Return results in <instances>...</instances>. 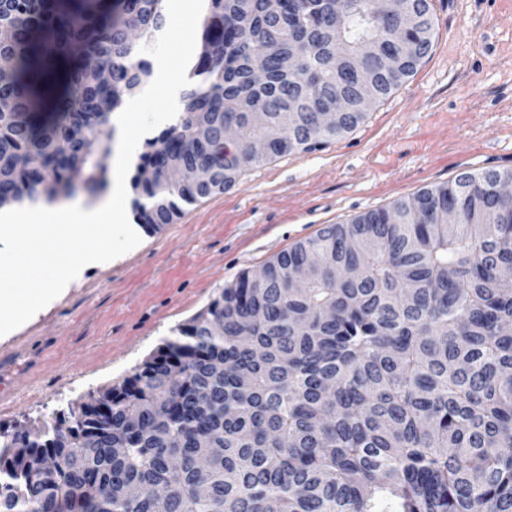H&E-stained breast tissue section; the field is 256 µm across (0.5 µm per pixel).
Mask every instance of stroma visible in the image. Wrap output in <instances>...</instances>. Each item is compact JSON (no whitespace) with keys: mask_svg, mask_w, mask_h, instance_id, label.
Returning a JSON list of instances; mask_svg holds the SVG:
<instances>
[{"mask_svg":"<svg viewBox=\"0 0 512 512\" xmlns=\"http://www.w3.org/2000/svg\"><path fill=\"white\" fill-rule=\"evenodd\" d=\"M431 14L430 54L353 131L245 167L230 190L182 205L160 230L135 227V245L106 244L61 294L44 287L73 264L76 241L34 242L27 261L0 267V289L30 310L0 334V426L51 419L121 382L225 284L326 225L464 172L512 170V0H431ZM198 34L170 25L139 39L149 61L175 58L178 82L132 95L133 128L185 88Z\"/></svg>","mask_w":512,"mask_h":512,"instance_id":"35a3bbf8","label":"stroma"}]
</instances>
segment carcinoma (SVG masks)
Returning <instances> with one entry per match:
<instances>
[{"label": "carcinoma", "mask_w": 512, "mask_h": 512, "mask_svg": "<svg viewBox=\"0 0 512 512\" xmlns=\"http://www.w3.org/2000/svg\"><path fill=\"white\" fill-rule=\"evenodd\" d=\"M163 3L0 0V210L105 184L108 116L152 74L130 31H161ZM207 3L184 111L131 181L144 228L352 130L364 112L324 129L312 102L380 100L432 49L429 0L403 48L373 0ZM368 39L395 70L353 56ZM450 207L460 223H435ZM312 250L322 266L288 290ZM510 267L512 200L461 176L330 224L92 401L0 428V512H512Z\"/></svg>", "instance_id": "carcinoma-1"}]
</instances>
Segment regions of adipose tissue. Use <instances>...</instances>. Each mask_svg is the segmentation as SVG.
<instances>
[{
	"label": "adipose tissue",
	"mask_w": 512,
	"mask_h": 512,
	"mask_svg": "<svg viewBox=\"0 0 512 512\" xmlns=\"http://www.w3.org/2000/svg\"><path fill=\"white\" fill-rule=\"evenodd\" d=\"M110 125L114 136L110 142L111 176L107 198L93 206L79 200L68 203L42 200L0 211L1 264L15 262L28 251L34 239L61 243L76 237L82 242L85 263L92 265L104 256L97 237L101 225L110 224L112 233L132 236L128 215L121 206V195L125 176L136 161V144L127 136L125 113H112Z\"/></svg>",
	"instance_id": "obj_1"
}]
</instances>
